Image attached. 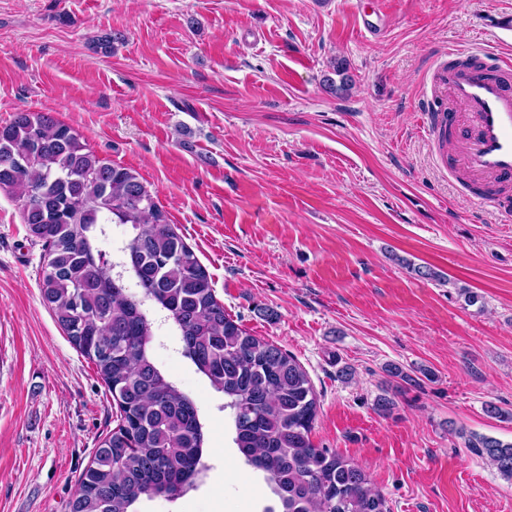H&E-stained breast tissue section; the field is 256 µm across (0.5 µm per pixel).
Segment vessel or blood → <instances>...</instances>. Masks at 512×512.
<instances>
[{
	"mask_svg": "<svg viewBox=\"0 0 512 512\" xmlns=\"http://www.w3.org/2000/svg\"><path fill=\"white\" fill-rule=\"evenodd\" d=\"M473 63L461 70L448 66L446 54H439L431 69L433 85L448 91L452 105L432 113L424 132L456 133L460 156L440 154L445 169L462 167L474 183L512 181V58L495 60L497 75H490L481 52H472Z\"/></svg>",
	"mask_w": 512,
	"mask_h": 512,
	"instance_id": "b4317fda",
	"label": "vessel or blood"
}]
</instances>
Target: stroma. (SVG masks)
<instances>
[{"instance_id": "1", "label": "stroma", "mask_w": 512, "mask_h": 512, "mask_svg": "<svg viewBox=\"0 0 512 512\" xmlns=\"http://www.w3.org/2000/svg\"><path fill=\"white\" fill-rule=\"evenodd\" d=\"M377 14L373 36L358 0H0V125L51 113L137 174L226 313L308 371L313 443L363 468L391 512H512V481L471 445L512 442V209L473 205L421 128L431 56L512 55V0ZM339 59L352 85L336 95L323 80ZM42 276L0 190V512H68L117 424ZM155 356L207 416L212 470L141 512H263L222 394L179 349Z\"/></svg>"}]
</instances>
